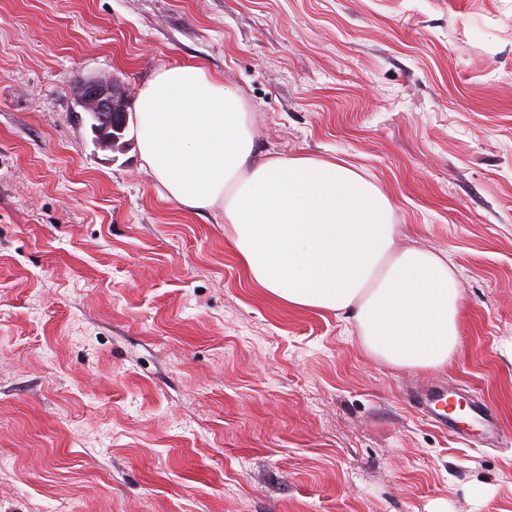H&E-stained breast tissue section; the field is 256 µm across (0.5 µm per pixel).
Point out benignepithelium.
<instances>
[{
    "instance_id": "7a95c632",
    "label": "benign epithelium",
    "mask_w": 512,
    "mask_h": 512,
    "mask_svg": "<svg viewBox=\"0 0 512 512\" xmlns=\"http://www.w3.org/2000/svg\"><path fill=\"white\" fill-rule=\"evenodd\" d=\"M77 99L89 115L91 129L98 145L112 148L110 130H124L128 123V106L125 90L112 76H96L80 82Z\"/></svg>"
}]
</instances>
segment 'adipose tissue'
<instances>
[{"instance_id":"1","label":"adipose tissue","mask_w":512,"mask_h":512,"mask_svg":"<svg viewBox=\"0 0 512 512\" xmlns=\"http://www.w3.org/2000/svg\"><path fill=\"white\" fill-rule=\"evenodd\" d=\"M135 119L161 197L189 212L221 208L248 278L273 300L346 316L394 367L453 359V266L428 249H395L389 198L347 162L259 156L242 96L197 64L157 71Z\"/></svg>"}]
</instances>
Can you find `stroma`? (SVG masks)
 <instances>
[{
  "instance_id": "stroma-1",
  "label": "stroma",
  "mask_w": 512,
  "mask_h": 512,
  "mask_svg": "<svg viewBox=\"0 0 512 512\" xmlns=\"http://www.w3.org/2000/svg\"><path fill=\"white\" fill-rule=\"evenodd\" d=\"M239 90L267 157L347 160L456 270L461 343L392 367L247 279L77 103ZM489 425L425 417L432 387ZM512 512V0H0V512ZM77 99L89 115L91 129L102 149H112L110 129L123 131L128 123L125 90L112 76H96L80 82Z\"/></svg>"
}]
</instances>
